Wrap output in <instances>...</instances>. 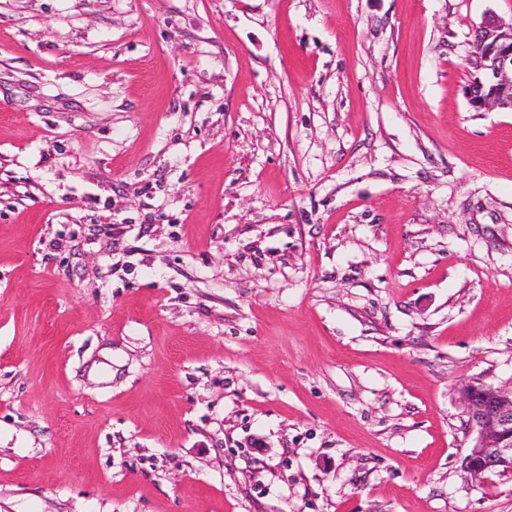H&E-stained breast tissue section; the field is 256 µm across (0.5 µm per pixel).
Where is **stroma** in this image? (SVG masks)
I'll use <instances>...</instances> for the list:
<instances>
[{
	"label": "stroma",
	"mask_w": 512,
	"mask_h": 512,
	"mask_svg": "<svg viewBox=\"0 0 512 512\" xmlns=\"http://www.w3.org/2000/svg\"><path fill=\"white\" fill-rule=\"evenodd\" d=\"M512 0H0V512H512ZM478 64L465 87L470 105L476 111L493 109L512 111V21L499 16H484L474 35ZM511 85L509 94L502 88ZM461 404L468 427L475 434L462 461L465 477L475 479L486 471L493 472L489 470L511 473L512 389L466 385L461 391Z\"/></svg>",
	"instance_id": "obj_1"
}]
</instances>
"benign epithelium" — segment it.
<instances>
[{"label": "benign epithelium", "mask_w": 512, "mask_h": 512, "mask_svg": "<svg viewBox=\"0 0 512 512\" xmlns=\"http://www.w3.org/2000/svg\"><path fill=\"white\" fill-rule=\"evenodd\" d=\"M478 64L465 87L470 105L477 111H512V22L489 13L474 35ZM461 404L473 444L462 461L465 477L473 479L489 471L512 472V389L491 385H467Z\"/></svg>", "instance_id": "7a95c632"}]
</instances>
